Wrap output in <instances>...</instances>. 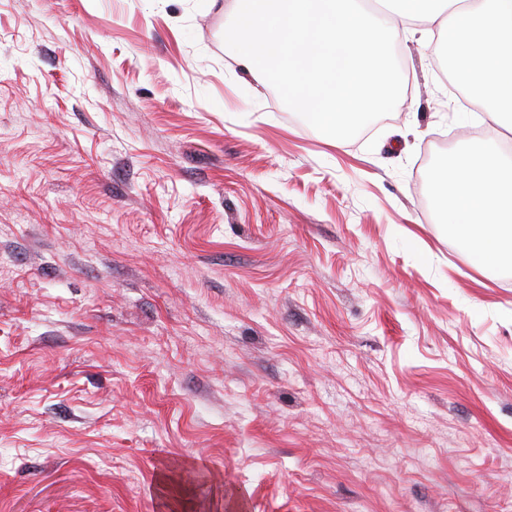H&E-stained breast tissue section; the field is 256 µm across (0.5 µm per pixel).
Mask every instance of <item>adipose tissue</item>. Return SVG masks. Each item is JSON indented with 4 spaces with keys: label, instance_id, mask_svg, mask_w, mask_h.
<instances>
[{
    "label": "adipose tissue",
    "instance_id": "adipose-tissue-1",
    "mask_svg": "<svg viewBox=\"0 0 512 512\" xmlns=\"http://www.w3.org/2000/svg\"><path fill=\"white\" fill-rule=\"evenodd\" d=\"M431 204L479 270L512 266V158L472 137L433 177Z\"/></svg>",
    "mask_w": 512,
    "mask_h": 512
}]
</instances>
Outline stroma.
Masks as SVG:
<instances>
[{
	"instance_id": "1",
	"label": "stroma",
	"mask_w": 512,
	"mask_h": 512,
	"mask_svg": "<svg viewBox=\"0 0 512 512\" xmlns=\"http://www.w3.org/2000/svg\"><path fill=\"white\" fill-rule=\"evenodd\" d=\"M232 18L0 0V512H512V271L431 206L483 113L401 41L333 143Z\"/></svg>"
}]
</instances>
